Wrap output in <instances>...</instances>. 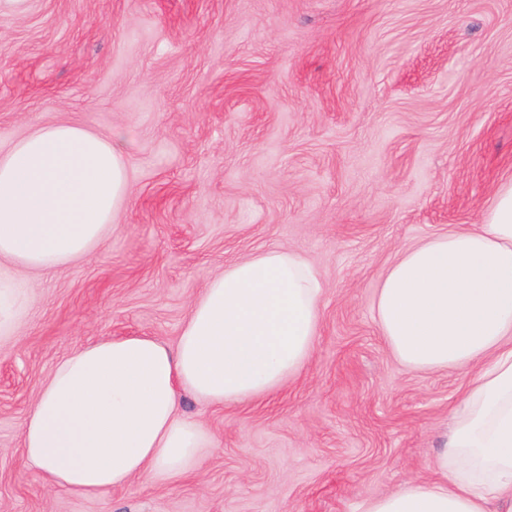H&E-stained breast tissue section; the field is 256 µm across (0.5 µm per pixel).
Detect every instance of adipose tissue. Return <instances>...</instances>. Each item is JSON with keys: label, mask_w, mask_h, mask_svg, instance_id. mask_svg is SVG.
Returning a JSON list of instances; mask_svg holds the SVG:
<instances>
[{"label": "adipose tissue", "mask_w": 512, "mask_h": 512, "mask_svg": "<svg viewBox=\"0 0 512 512\" xmlns=\"http://www.w3.org/2000/svg\"><path fill=\"white\" fill-rule=\"evenodd\" d=\"M128 195L120 135L47 124L0 150V342L33 298L12 266L51 270L112 232ZM321 280L299 253L268 250L214 276L175 343L113 336L65 357L21 432L45 484L95 496L143 478L192 474L213 446L183 398L222 407L271 394L305 368L319 333ZM373 309L392 355L421 372L475 367L434 478L359 512H512V180L481 222L403 251Z\"/></svg>", "instance_id": "ef3b65f1"}]
</instances>
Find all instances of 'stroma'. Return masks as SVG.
<instances>
[{
    "mask_svg": "<svg viewBox=\"0 0 512 512\" xmlns=\"http://www.w3.org/2000/svg\"><path fill=\"white\" fill-rule=\"evenodd\" d=\"M50 123L120 133L129 197L91 256L17 272L34 303L0 344V512H357L432 478L474 370L400 364L373 299L512 179V0H0V148ZM269 249L323 284L301 375L185 400L217 443L180 483L46 487L21 430L57 363L175 342L214 275Z\"/></svg>",
    "mask_w": 512,
    "mask_h": 512,
    "instance_id": "35a3bbf8",
    "label": "stroma"
}]
</instances>
